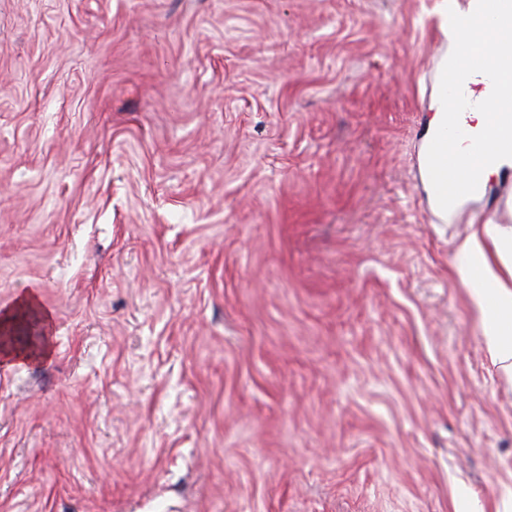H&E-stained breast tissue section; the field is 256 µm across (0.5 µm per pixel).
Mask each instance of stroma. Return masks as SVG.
I'll use <instances>...</instances> for the list:
<instances>
[{
	"label": "stroma",
	"instance_id": "obj_1",
	"mask_svg": "<svg viewBox=\"0 0 512 512\" xmlns=\"http://www.w3.org/2000/svg\"><path fill=\"white\" fill-rule=\"evenodd\" d=\"M447 0H0V512H512L436 220ZM24 311H34L41 319L44 326V338L41 344L36 348L29 346H10L1 347L2 356L19 362H37L46 358L51 351V333L47 314L41 309L34 295L23 297L12 309L4 310L0 313V330L5 332L19 322V317Z\"/></svg>",
	"mask_w": 512,
	"mask_h": 512
}]
</instances>
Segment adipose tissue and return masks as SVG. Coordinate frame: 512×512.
<instances>
[{
  "label": "adipose tissue",
  "mask_w": 512,
  "mask_h": 512,
  "mask_svg": "<svg viewBox=\"0 0 512 512\" xmlns=\"http://www.w3.org/2000/svg\"><path fill=\"white\" fill-rule=\"evenodd\" d=\"M455 269L470 288L493 362L512 367V228L471 225L455 247Z\"/></svg>",
  "instance_id": "1"
}]
</instances>
